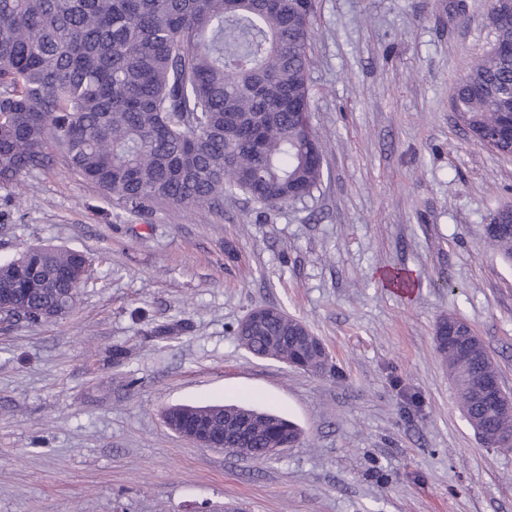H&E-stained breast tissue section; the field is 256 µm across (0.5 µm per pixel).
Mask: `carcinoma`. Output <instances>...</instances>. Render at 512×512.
Listing matches in <instances>:
<instances>
[{
  "mask_svg": "<svg viewBox=\"0 0 512 512\" xmlns=\"http://www.w3.org/2000/svg\"><path fill=\"white\" fill-rule=\"evenodd\" d=\"M313 12L314 0H0V189L46 167L56 147L133 210L158 200L211 205L234 192L265 206L310 195L323 176L307 79ZM494 30L454 110L474 141L509 156V135L487 139L512 96V57L500 52L512 47V24ZM485 234L512 263V222L488 224ZM88 262L77 250L35 246L0 263V290L17 294L4 320L65 315ZM301 324L277 316L236 336L264 358L271 338ZM286 350L305 365L315 356L304 343ZM437 350L473 429L509 433L512 420L474 398L470 368ZM170 413L185 433L207 423L197 406ZM285 433L300 442L296 424L264 412L228 447L265 460Z\"/></svg>",
  "mask_w": 512,
  "mask_h": 512,
  "instance_id": "carcinoma-1",
  "label": "carcinoma"
}]
</instances>
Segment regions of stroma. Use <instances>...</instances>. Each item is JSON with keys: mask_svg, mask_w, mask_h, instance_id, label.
<instances>
[{"mask_svg": "<svg viewBox=\"0 0 512 512\" xmlns=\"http://www.w3.org/2000/svg\"><path fill=\"white\" fill-rule=\"evenodd\" d=\"M490 5L316 0L311 196L134 211L57 149L12 202L0 190V261L90 259L66 315L0 326V512H512V450L475 435L434 343L441 319L466 321L512 391V265L484 233L512 204V156L451 105L496 40ZM397 270L411 292L384 281ZM265 304L324 343L321 373L239 345ZM200 403L303 439L263 461L196 447L162 412Z\"/></svg>", "mask_w": 512, "mask_h": 512, "instance_id": "35a3bbf8", "label": "stroma"}]
</instances>
